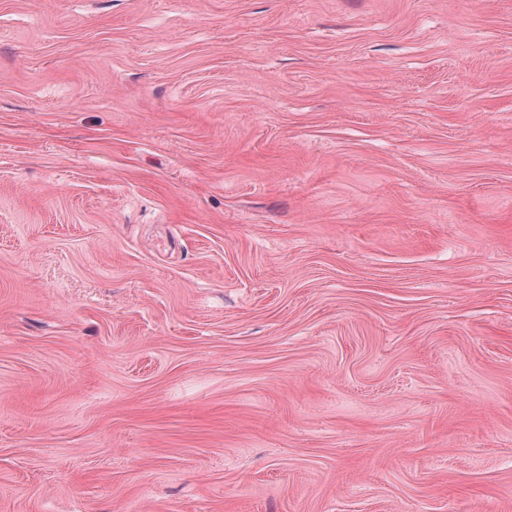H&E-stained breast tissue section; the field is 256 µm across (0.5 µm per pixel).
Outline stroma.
<instances>
[{"instance_id": "stroma-1", "label": "stroma", "mask_w": 512, "mask_h": 512, "mask_svg": "<svg viewBox=\"0 0 512 512\" xmlns=\"http://www.w3.org/2000/svg\"><path fill=\"white\" fill-rule=\"evenodd\" d=\"M0 512H512V0H0Z\"/></svg>"}]
</instances>
